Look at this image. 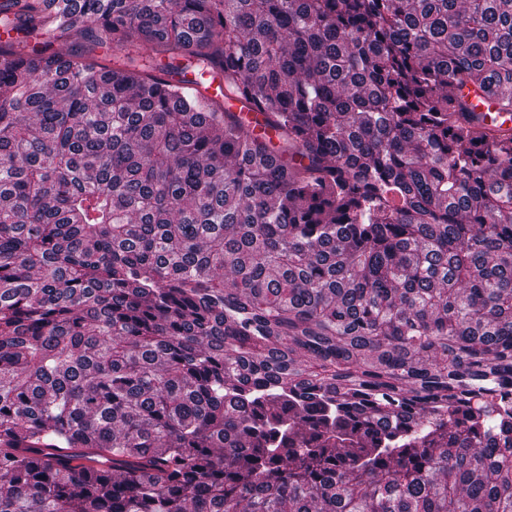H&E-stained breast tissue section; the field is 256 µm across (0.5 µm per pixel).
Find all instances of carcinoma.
<instances>
[{"label": "carcinoma", "instance_id": "obj_1", "mask_svg": "<svg viewBox=\"0 0 512 512\" xmlns=\"http://www.w3.org/2000/svg\"><path fill=\"white\" fill-rule=\"evenodd\" d=\"M12 4L0 512H512V0ZM463 94L467 95L466 99L474 111L483 113L487 116L488 123H491L492 121L498 122L500 119H504V125L510 123L508 114L504 112H497L495 109V106L498 107L496 104V97H492V101L484 98H477L473 92L468 93L467 88L463 89Z\"/></svg>", "mask_w": 512, "mask_h": 512}]
</instances>
